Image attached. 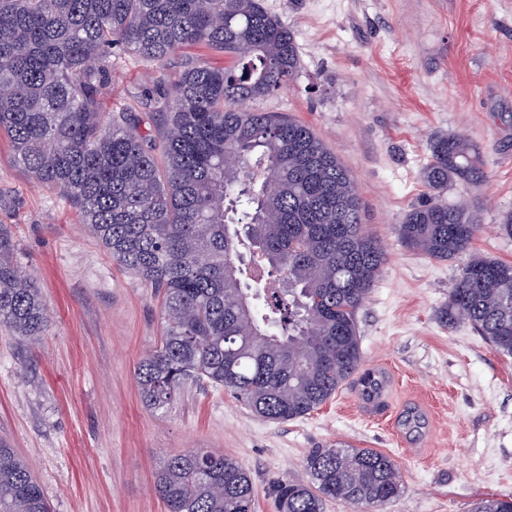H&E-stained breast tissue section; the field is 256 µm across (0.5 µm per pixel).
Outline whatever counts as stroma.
I'll use <instances>...</instances> for the list:
<instances>
[{
	"label": "stroma",
	"mask_w": 512,
	"mask_h": 512,
	"mask_svg": "<svg viewBox=\"0 0 512 512\" xmlns=\"http://www.w3.org/2000/svg\"><path fill=\"white\" fill-rule=\"evenodd\" d=\"M294 36L287 88L251 102L311 127L351 173L364 229L386 262L357 313L360 368L385 367L388 406H357L352 376L290 421L253 414L222 388L189 384L164 410L145 407L135 369L160 339L153 289L118 267L61 190L31 180L0 136V233L41 288L48 323L20 340L0 328V438L32 467L53 512H166L155 489L170 455L204 448L251 476L256 512L273 481H309L315 448H372L394 458L404 489L381 512H469L512 497V357L471 326L439 319L468 256L512 263L500 218L512 211V0H265ZM179 66L112 56L106 109L133 121ZM439 133L476 145L487 179L443 197L479 219L468 255L437 260L403 246L397 226L424 201L420 171Z\"/></svg>",
	"instance_id": "obj_1"
}]
</instances>
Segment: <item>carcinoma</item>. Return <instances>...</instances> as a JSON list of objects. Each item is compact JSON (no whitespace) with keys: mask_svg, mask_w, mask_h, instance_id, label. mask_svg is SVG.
Listing matches in <instances>:
<instances>
[{"mask_svg":"<svg viewBox=\"0 0 512 512\" xmlns=\"http://www.w3.org/2000/svg\"><path fill=\"white\" fill-rule=\"evenodd\" d=\"M191 46L230 59L190 61L169 93L160 140L103 111L119 49L160 62ZM293 34L262 0H0V134L15 164L60 188L112 261L154 289L162 334L138 363L141 400L170 405L188 381L220 386L272 421L310 414L361 362L356 313L386 254L363 230L354 181L306 124L246 103L288 86ZM420 178L433 198L398 233L448 260L478 231L474 213L442 200L452 182L487 178L476 147L440 135ZM0 237V326L43 333L41 289ZM512 357V264L467 261L440 310ZM309 484L278 479L275 512H324L325 502L379 506L403 492L396 461L372 448H315ZM156 488L167 512H255L250 475L207 450L170 456ZM0 512H50L28 462L0 441ZM471 512H512V498Z\"/></svg>","mask_w":512,"mask_h":512,"instance_id":"cac0c4a2","label":"carcinoma"}]
</instances>
